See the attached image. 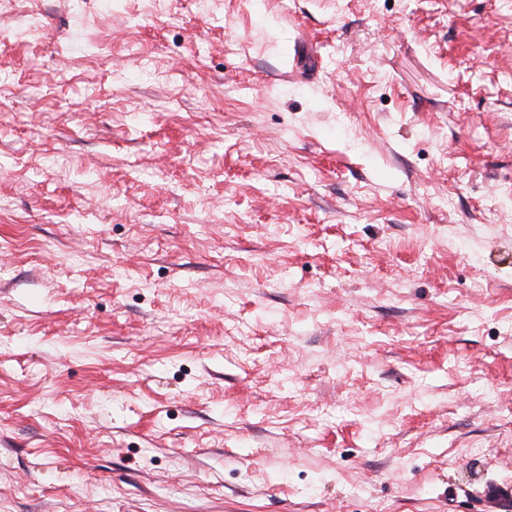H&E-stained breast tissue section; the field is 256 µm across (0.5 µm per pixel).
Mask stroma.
Returning <instances> with one entry per match:
<instances>
[{
  "instance_id": "1",
  "label": "stroma",
  "mask_w": 512,
  "mask_h": 512,
  "mask_svg": "<svg viewBox=\"0 0 512 512\" xmlns=\"http://www.w3.org/2000/svg\"><path fill=\"white\" fill-rule=\"evenodd\" d=\"M506 484L512 0H0V512Z\"/></svg>"
}]
</instances>
